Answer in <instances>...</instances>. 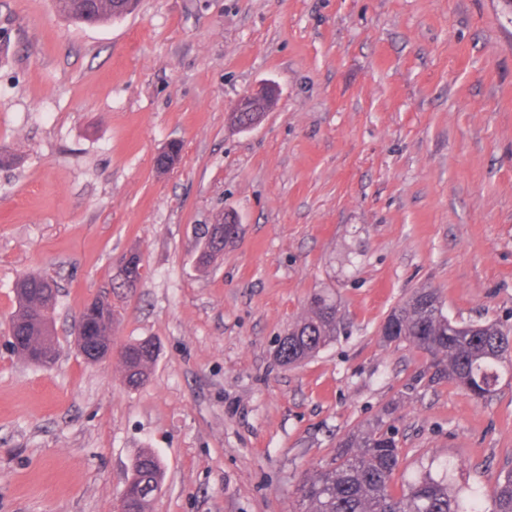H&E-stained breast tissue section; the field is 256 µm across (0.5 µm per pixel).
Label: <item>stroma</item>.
Wrapping results in <instances>:
<instances>
[{"label":"stroma","instance_id":"stroma-1","mask_svg":"<svg viewBox=\"0 0 512 512\" xmlns=\"http://www.w3.org/2000/svg\"><path fill=\"white\" fill-rule=\"evenodd\" d=\"M268 84L274 108L235 128ZM0 154V512H116L144 448L164 467L154 512H295L303 479L379 420L397 431L393 494L444 471L487 496L512 469V367L478 403L380 336L422 287L452 320L512 327L505 0H140L105 25L0 0ZM227 213L241 233L200 267ZM30 273L58 288L48 367L9 346ZM320 291L336 340L281 366ZM98 297L116 343L158 346L139 389L74 345ZM278 94V90L274 85H266L259 92L255 94H249L241 97L236 104L234 105L233 112H231V119L233 123L237 126L241 125L242 129H250L255 126L260 120V116L254 115L252 121L250 120L253 117L254 112H262L257 108V103L264 99L267 101L274 100Z\"/></svg>","mask_w":512,"mask_h":512}]
</instances>
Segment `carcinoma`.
<instances>
[{"label": "carcinoma", "mask_w": 512, "mask_h": 512, "mask_svg": "<svg viewBox=\"0 0 512 512\" xmlns=\"http://www.w3.org/2000/svg\"><path fill=\"white\" fill-rule=\"evenodd\" d=\"M137 0H52L54 8L76 23H107L131 13ZM47 278L29 275L14 286L18 306L9 331L14 351L25 360L50 365L57 358L50 311L56 295L46 294ZM87 341L77 349L84 357L112 338V304L98 299L84 308ZM336 304L331 296L317 293L310 313L289 330L278 344L277 358L284 365H298L336 339ZM381 336L387 343L408 342L432 357L434 376L447 378L476 400L494 390L499 369L512 364V332L496 323L457 322L444 311L438 294L429 288L416 290L385 319ZM130 360L123 363L126 384L134 389L150 376L158 349L150 339L126 344ZM399 466L394 436L378 420L372 428L347 437L334 463L319 469L297 488L300 512H512V471L491 493V509L485 510L474 495L468 499L453 488L447 474L424 473L399 496L390 483ZM164 469L154 450L142 449L134 458L131 474L120 494L119 508L127 512H152L155 495L146 487H161Z\"/></svg>", "instance_id": "cac0c4a2"}]
</instances>
